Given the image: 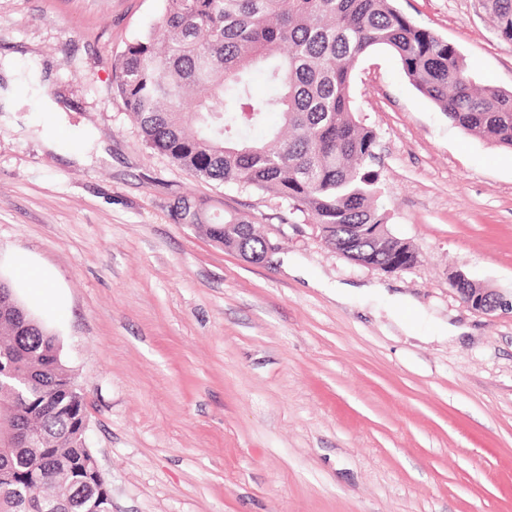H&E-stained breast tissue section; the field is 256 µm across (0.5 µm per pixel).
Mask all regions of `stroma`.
<instances>
[{"label": "stroma", "mask_w": 512, "mask_h": 512, "mask_svg": "<svg viewBox=\"0 0 512 512\" xmlns=\"http://www.w3.org/2000/svg\"><path fill=\"white\" fill-rule=\"evenodd\" d=\"M512 90V43L479 0H396ZM162 0H0V276L27 255L62 292L49 318L82 389L112 512H512V314L484 315L456 272L512 294V150L453 125L397 59H362L354 106L377 135L380 203L418 253L393 273L327 247L272 194L207 183L144 148L114 60ZM51 71L49 90L27 73ZM84 151L80 164L46 138ZM250 217L261 264L175 213ZM380 281L424 313L409 334L336 283ZM464 326L446 339L436 325Z\"/></svg>", "instance_id": "stroma-1"}]
</instances>
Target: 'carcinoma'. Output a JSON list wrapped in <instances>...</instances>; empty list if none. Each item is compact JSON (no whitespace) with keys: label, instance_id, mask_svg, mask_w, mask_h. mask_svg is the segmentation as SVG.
I'll use <instances>...</instances> for the list:
<instances>
[{"label":"carcinoma","instance_id":"1","mask_svg":"<svg viewBox=\"0 0 512 512\" xmlns=\"http://www.w3.org/2000/svg\"><path fill=\"white\" fill-rule=\"evenodd\" d=\"M157 24L126 44L115 91L143 144L194 176L270 192L310 215L350 261L387 265L417 255L389 229L372 169L377 137L356 115L359 60L392 51L417 91L462 130L512 149V90L481 87L457 47L416 24L395 0H162ZM496 35L512 43V0H481ZM271 93L256 101L250 73ZM262 139L250 131L267 116ZM228 252H262L255 222L209 212L204 200L176 207ZM0 512H24L26 489L48 498L79 486L95 512L110 493L89 447L85 397L60 340L0 281Z\"/></svg>","mask_w":512,"mask_h":512}]
</instances>
